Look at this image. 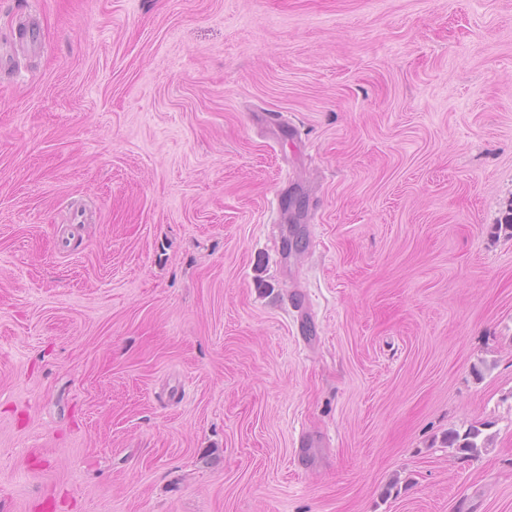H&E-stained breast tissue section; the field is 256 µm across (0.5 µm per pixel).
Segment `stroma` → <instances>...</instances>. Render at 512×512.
Instances as JSON below:
<instances>
[{"instance_id":"obj_1","label":"stroma","mask_w":512,"mask_h":512,"mask_svg":"<svg viewBox=\"0 0 512 512\" xmlns=\"http://www.w3.org/2000/svg\"><path fill=\"white\" fill-rule=\"evenodd\" d=\"M511 209L512 0H0V512H512ZM488 436L478 425H470L466 430H451L448 433V448L464 455H475L480 448H487Z\"/></svg>"}]
</instances>
